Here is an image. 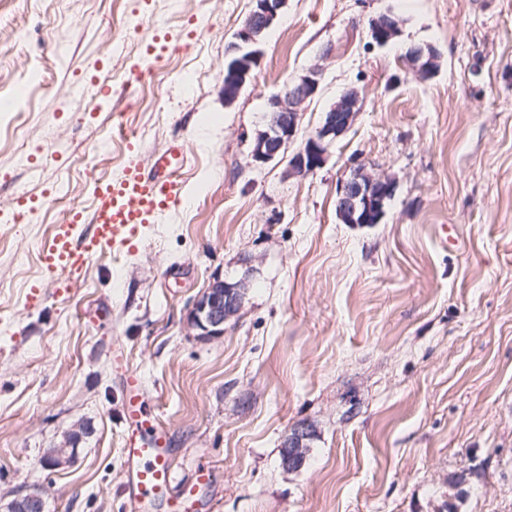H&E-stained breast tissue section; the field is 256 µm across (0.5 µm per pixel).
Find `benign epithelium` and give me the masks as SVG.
<instances>
[{
  "mask_svg": "<svg viewBox=\"0 0 512 512\" xmlns=\"http://www.w3.org/2000/svg\"><path fill=\"white\" fill-rule=\"evenodd\" d=\"M285 0H254V6L236 32L228 54L236 60L224 65V81L239 88L243 87L254 65L257 64L259 44L264 32L278 19ZM398 22L389 14L371 20L374 42L385 46L397 37ZM406 59L416 67L420 75L430 77L436 70L437 54L431 47L414 45L405 53ZM321 71L309 69L299 79L287 84L267 102L265 130L251 151L252 164L260 167L278 159L288 142L297 133L302 106L319 91ZM358 107L355 91L346 90L325 112L322 126L309 138V145L300 149L288 160V171L306 175L320 168L331 142L342 134L354 121ZM392 182L375 177L358 166L352 176L337 187V211L346 224H376L384 212L385 202L392 196ZM244 281L228 283L217 277L210 288L192 304L187 321L191 330L202 340L224 335V324L238 315L244 301ZM81 438V426H75L68 435L65 445L52 450L51 461L55 465L67 462L75 455ZM311 432L306 427H296L283 442V467L291 470L304 462Z\"/></svg>",
  "mask_w": 512,
  "mask_h": 512,
  "instance_id": "7a95c632",
  "label": "benign epithelium"
}]
</instances>
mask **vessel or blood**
I'll use <instances>...</instances> for the list:
<instances>
[{
	"label": "vessel or blood",
	"instance_id": "obj_1",
	"mask_svg": "<svg viewBox=\"0 0 512 512\" xmlns=\"http://www.w3.org/2000/svg\"><path fill=\"white\" fill-rule=\"evenodd\" d=\"M185 159L182 146H171L153 171L127 167L116 177L96 180L91 211L75 206L42 250L45 269L58 281L90 265L107 247L129 245L139 228L151 223L171 202L180 199L178 172ZM127 437L123 454L128 485L142 508L168 501L171 449L167 431L158 423L142 380L134 370L123 372Z\"/></svg>",
	"mask_w": 512,
	"mask_h": 512
}]
</instances>
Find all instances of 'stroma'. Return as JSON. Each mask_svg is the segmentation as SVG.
<instances>
[{
  "mask_svg": "<svg viewBox=\"0 0 512 512\" xmlns=\"http://www.w3.org/2000/svg\"><path fill=\"white\" fill-rule=\"evenodd\" d=\"M251 0H0V504L132 512L121 371L171 435L172 492L200 464L210 512H512V0H286L252 80L220 93ZM393 13L400 34L373 42ZM189 49L130 68L161 36ZM432 46L424 78L409 46ZM322 72L296 152L339 95L360 112L316 172L256 167L270 96ZM112 88L95 101L80 92ZM176 143L179 204L63 288L42 247L93 180ZM394 185L377 224H346L357 165ZM40 200L14 223L16 199ZM245 280L223 337L186 315ZM91 425L62 466L47 459ZM305 424L304 464L281 465ZM398 32V22L390 14H382L380 18L371 20V33L375 34L373 41L380 46L388 45L397 37Z\"/></svg>",
  "mask_w": 512,
  "mask_h": 512,
  "instance_id": "1",
  "label": "stroma"
}]
</instances>
